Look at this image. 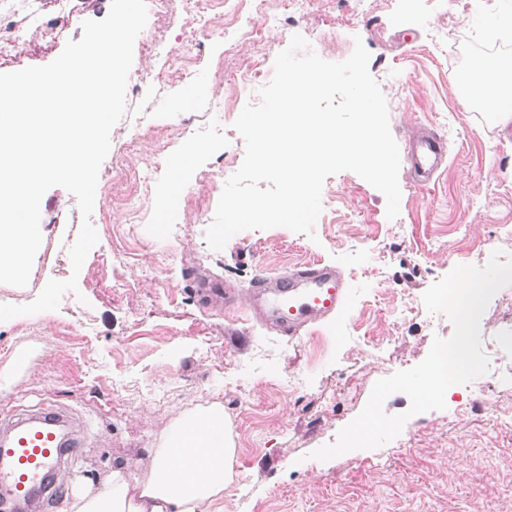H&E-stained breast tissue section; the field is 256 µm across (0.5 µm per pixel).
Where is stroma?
<instances>
[{
  "label": "stroma",
  "instance_id": "35a3bbf8",
  "mask_svg": "<svg viewBox=\"0 0 512 512\" xmlns=\"http://www.w3.org/2000/svg\"><path fill=\"white\" fill-rule=\"evenodd\" d=\"M210 2L203 23L172 0L166 15L149 14L135 41L128 79L142 91L127 97L111 130L91 217L99 241L80 272L69 255L82 225L78 201L55 186L41 201L42 243L27 285L0 284V303L20 305L49 280L78 283L57 310L0 322V386L12 387L0 395V418L68 410L85 423V445L63 466L45 512H64L67 497L100 486L115 464L141 476L148 449L174 419L215 403L234 448L224 512H512V422H495L512 411V388L474 396L452 386L446 409L410 417L378 448L311 456L358 416L379 379L417 365L434 337L452 335L444 314L426 310L424 292L456 265L481 267L495 250L512 252V123L483 112L459 81L489 33L512 31V0H364L359 17L353 0H314L295 16L286 0ZM110 4L85 0L62 39L16 60L14 70L52 62ZM246 23L262 27L261 37L225 54ZM297 33L330 62L362 41L397 144L426 126L445 142L448 164L425 184L400 168L396 219L387 218L379 190L343 171L324 183L313 235L247 230L212 250L204 231L245 153L240 134L224 131L260 101L240 76L258 59L273 69ZM159 43L170 57L155 54ZM219 56L220 70L209 64ZM186 66L195 69L187 82L178 77ZM140 112L153 121L131 132ZM192 146L197 154L176 169ZM130 168L140 177L141 224L112 204ZM175 179L180 201L169 210ZM171 224L181 225V237L168 234ZM314 261L343 273L345 308L298 338L253 323L244 304L207 307L196 292L204 274L243 294L258 274ZM115 277L125 283L116 293L107 287ZM509 297L511 285L492 297L479 329L483 343L512 358ZM292 374L298 387L288 384Z\"/></svg>",
  "mask_w": 512,
  "mask_h": 512
}]
</instances>
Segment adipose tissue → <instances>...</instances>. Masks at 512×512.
<instances>
[{
  "mask_svg": "<svg viewBox=\"0 0 512 512\" xmlns=\"http://www.w3.org/2000/svg\"><path fill=\"white\" fill-rule=\"evenodd\" d=\"M233 457L224 409L214 404L174 422L150 449L145 478L115 467L99 488L74 494L66 512H224Z\"/></svg>",
  "mask_w": 512,
  "mask_h": 512,
  "instance_id": "1",
  "label": "adipose tissue"
}]
</instances>
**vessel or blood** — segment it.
Segmentation results:
<instances>
[{
	"instance_id": "obj_1",
	"label": "vessel or blood",
	"mask_w": 512,
	"mask_h": 512,
	"mask_svg": "<svg viewBox=\"0 0 512 512\" xmlns=\"http://www.w3.org/2000/svg\"><path fill=\"white\" fill-rule=\"evenodd\" d=\"M444 147L423 137L408 147L414 172L430 176L442 163ZM346 283L333 265L313 262L278 275L257 276L246 294L250 315L289 337L310 325L338 316L344 309ZM83 441L65 429L56 413L20 415L0 423V493L7 507L37 512L52 502L58 485L54 475L62 459L76 456Z\"/></svg>"
}]
</instances>
